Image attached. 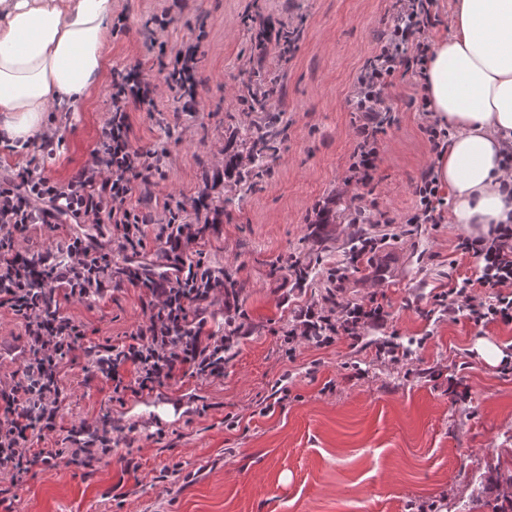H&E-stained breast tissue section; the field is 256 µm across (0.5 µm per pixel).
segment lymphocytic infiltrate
<instances>
[{"mask_svg":"<svg viewBox=\"0 0 512 512\" xmlns=\"http://www.w3.org/2000/svg\"><path fill=\"white\" fill-rule=\"evenodd\" d=\"M439 9L440 0H393L377 51L354 82L357 143L346 185H372L380 136L394 122L386 92L396 77H423L432 47L426 29L438 21ZM151 23V44L165 60V82L178 91L181 111H194L199 45L192 41L169 49L158 34L169 27L170 18L155 17ZM134 108L157 109L156 87L137 64L113 72L110 116L89 161L68 180L52 179L32 161L19 171L0 174V311L20 320L25 333L22 375L0 386V475L14 484L59 460L74 464L82 456L112 452L106 428L93 444L76 450L43 445L57 427L65 361L85 338L84 329L64 313V304L89 300L108 286L124 283L146 296V320L130 333L128 343L87 350L92 375L111 380L118 402L129 392L153 391L179 373L200 379L223 374L224 354L240 337L242 314L235 306L227 308L222 332L207 328L205 313L212 297L232 296L234 285L231 275L210 266L199 248L222 222L219 208L209 203L211 183L203 182L192 197H168L158 211L131 203L138 184L164 177L167 158L166 152L132 143L129 112ZM414 195L405 223H444L445 196L435 168L423 172ZM39 224H108L112 240L105 248L92 236L70 233L53 249L16 250V236ZM151 241L161 253L160 261L152 264L143 259ZM458 248L475 259L477 271L455 281L440 302L459 305L477 326L512 323V225H494L485 236L461 237ZM489 288L494 296H486ZM384 323L376 297L336 301L302 311L286 341L328 346Z\"/></svg>","mask_w":512,"mask_h":512,"instance_id":"f902f5d3","label":"lymphocytic infiltrate"}]
</instances>
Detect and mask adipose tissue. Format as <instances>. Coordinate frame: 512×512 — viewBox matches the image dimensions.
Here are the masks:
<instances>
[{
    "mask_svg": "<svg viewBox=\"0 0 512 512\" xmlns=\"http://www.w3.org/2000/svg\"><path fill=\"white\" fill-rule=\"evenodd\" d=\"M112 0H0V134L28 140L53 108L103 76ZM426 92L455 130L439 179L462 225L512 223L504 149L512 144V0H458L436 39Z\"/></svg>",
    "mask_w": 512,
    "mask_h": 512,
    "instance_id": "adipose-tissue-1",
    "label": "adipose tissue"
}]
</instances>
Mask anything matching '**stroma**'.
Listing matches in <instances>:
<instances>
[{
	"label": "stroma",
	"instance_id": "stroma-1",
	"mask_svg": "<svg viewBox=\"0 0 512 512\" xmlns=\"http://www.w3.org/2000/svg\"><path fill=\"white\" fill-rule=\"evenodd\" d=\"M390 7V0H112L122 28L109 35V73L77 111L48 113L63 143L46 172L63 181L87 162L109 117L111 70L138 63L162 83L147 20L171 16L172 46L205 32L196 111H177L165 93L158 111L130 112L133 143L169 154L164 179L132 201L189 197L210 177L224 216L204 250L236 281L244 329L223 377L179 376L127 394L121 405L111 400V381L87 378L86 360L76 356L63 378L58 435L74 431L83 442L81 425L107 421L132 445L100 463L37 469L0 512H498L512 503V484L497 481L512 471V324L479 327L435 300L472 273L457 243L479 228L400 222L435 159L414 77L397 78L388 91L395 122L382 137L374 181L378 209L396 222H349L355 201L344 179L356 144L349 99ZM256 14L300 30L287 54L274 50L265 63L252 62L258 29L245 18ZM260 73L278 80L279 135L250 189L237 171L252 166L246 137L264 115L243 111L239 96ZM323 202L328 215L314 223ZM359 229L381 244L356 262ZM291 255L309 269L304 284L286 267ZM337 266L347 270L338 300L376 296L385 325L326 348L300 346L287 359L289 323L321 303L327 272ZM144 301L139 288L124 285L64 310L88 341L115 344L145 321ZM23 334L18 320L0 316V381L22 367ZM385 343L403 349L398 362L376 358ZM487 348L498 350L496 363L485 360ZM175 398L187 407L161 415ZM229 416L236 426H227ZM130 456L139 470L126 469Z\"/></svg>",
	"mask_w": 512,
	"mask_h": 512
}]
</instances>
